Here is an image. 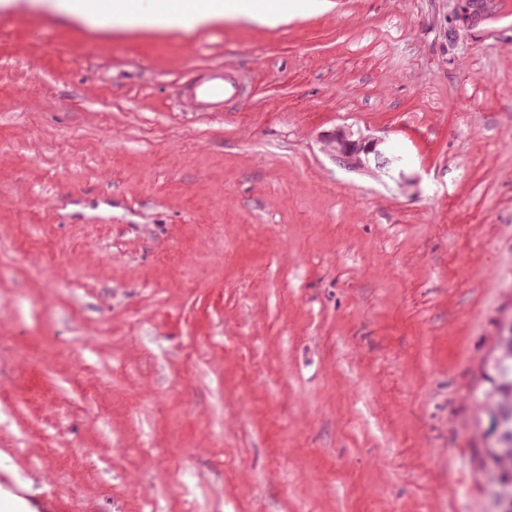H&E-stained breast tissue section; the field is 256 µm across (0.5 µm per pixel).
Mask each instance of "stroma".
<instances>
[{"label":"stroma","mask_w":512,"mask_h":512,"mask_svg":"<svg viewBox=\"0 0 512 512\" xmlns=\"http://www.w3.org/2000/svg\"><path fill=\"white\" fill-rule=\"evenodd\" d=\"M326 0L104 35L0 11V498L28 512H487L512 312V0ZM240 72L220 112L176 95ZM337 129L402 175L348 170ZM453 9L448 22V34L455 40L460 29L476 28L499 14L496 0H452ZM480 371L478 407L485 419L505 407L512 413V323L501 326Z\"/></svg>","instance_id":"obj_1"}]
</instances>
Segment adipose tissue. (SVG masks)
Masks as SVG:
<instances>
[{
  "mask_svg": "<svg viewBox=\"0 0 512 512\" xmlns=\"http://www.w3.org/2000/svg\"><path fill=\"white\" fill-rule=\"evenodd\" d=\"M0 10H40L78 21L98 32L132 29L195 31L222 19L274 26L288 19L280 0L254 6L249 0H112L108 10L91 0H0Z\"/></svg>",
  "mask_w": 512,
  "mask_h": 512,
  "instance_id": "1",
  "label": "adipose tissue"
}]
</instances>
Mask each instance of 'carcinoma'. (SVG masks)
<instances>
[{
	"label": "carcinoma",
	"instance_id": "carcinoma-1",
	"mask_svg": "<svg viewBox=\"0 0 512 512\" xmlns=\"http://www.w3.org/2000/svg\"><path fill=\"white\" fill-rule=\"evenodd\" d=\"M478 393L479 409L488 417L512 410V323L501 326L492 349L482 362ZM472 468L498 512L501 497L512 499V432L472 449Z\"/></svg>",
	"mask_w": 512,
	"mask_h": 512
}]
</instances>
